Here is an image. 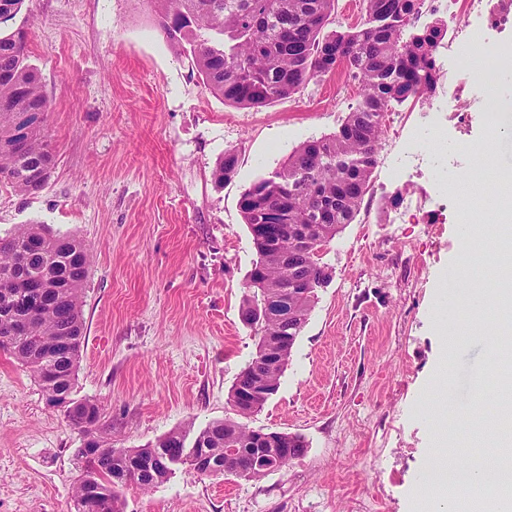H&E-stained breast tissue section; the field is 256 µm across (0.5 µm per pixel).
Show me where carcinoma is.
Segmentation results:
<instances>
[{"instance_id":"obj_1","label":"carcinoma","mask_w":512,"mask_h":512,"mask_svg":"<svg viewBox=\"0 0 512 512\" xmlns=\"http://www.w3.org/2000/svg\"><path fill=\"white\" fill-rule=\"evenodd\" d=\"M425 0H362L366 21L353 31H326L336 0H150L158 24L201 77L224 100L261 108L298 93L311 80L341 67L358 80L360 98L335 133L307 141L280 167L254 181L239 200L257 260L248 274L241 311L264 307L277 296L282 303L257 323L259 341L288 337L280 348L288 364L296 338L317 299L288 289L294 279L327 283L332 269L322 252L361 209L377 163L384 117L393 105L427 100L439 87L436 51L447 28L433 23L410 31ZM23 0H0V27H9ZM27 32L0 36V184L21 195H35L47 185L53 153L44 134L49 110L36 73L25 63ZM233 149L224 152L215 172L217 183L237 168ZM263 211L278 214L283 224H301L316 246L300 251L290 263L269 257L266 241L253 232ZM92 255L72 235L46 224H19L0 236V349L29 369L46 401L93 446L79 449L82 473L74 487L81 503L92 490L106 492L102 512H124L121 490L148 491L170 472L144 469L128 482L129 462L150 453L145 448L112 447V421L89 400L70 398L84 340L82 290ZM267 399L248 403L230 393L233 416L198 433L212 465L257 480L245 449L253 431L239 422L258 412ZM267 448H305L304 438L288 432L267 434Z\"/></svg>"}]
</instances>
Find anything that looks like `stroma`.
<instances>
[{
	"label": "stroma",
	"instance_id": "obj_1",
	"mask_svg": "<svg viewBox=\"0 0 512 512\" xmlns=\"http://www.w3.org/2000/svg\"><path fill=\"white\" fill-rule=\"evenodd\" d=\"M27 64L50 103L54 167L45 189L0 186V235L37 222L81 239L94 259L84 290L85 341L73 398L112 420V444L142 448L172 430L230 416L229 393L256 353L240 306L257 258L239 199L304 141L335 132L359 85L345 71L292 98L239 108L212 93L158 28L147 0H24ZM474 42L506 44L493 83L482 63L449 67L470 110L432 135L429 102L384 118L361 210L326 247L333 269L297 337L278 392L246 418L252 430L301 435L304 456L258 480L177 469L124 512H425L433 424L497 408L490 370L494 304L473 332L442 348L436 324L460 323L470 293L498 267L472 257L479 225L444 204L493 207L512 169V134L486 113L512 104V28ZM234 177L216 184L225 150ZM484 168L479 187L470 174ZM467 260L469 278L457 274ZM83 436L50 407L29 370L0 350V512H76Z\"/></svg>",
	"mask_w": 512,
	"mask_h": 512
}]
</instances>
